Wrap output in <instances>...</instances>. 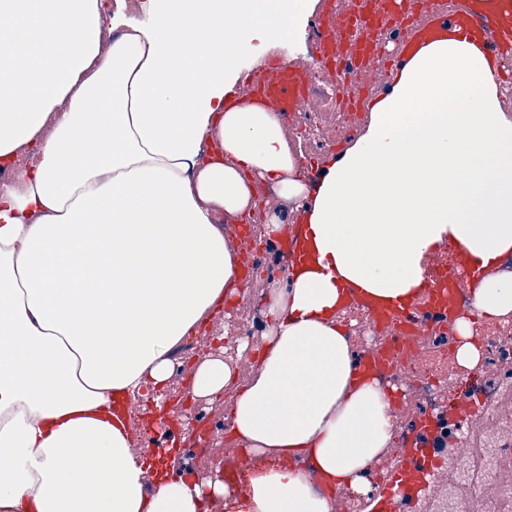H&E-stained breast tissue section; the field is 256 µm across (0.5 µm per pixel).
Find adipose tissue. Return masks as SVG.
Masks as SVG:
<instances>
[{"instance_id":"adipose-tissue-1","label":"adipose tissue","mask_w":512,"mask_h":512,"mask_svg":"<svg viewBox=\"0 0 512 512\" xmlns=\"http://www.w3.org/2000/svg\"><path fill=\"white\" fill-rule=\"evenodd\" d=\"M308 0H0V512H334L320 473L368 493L391 447L386 393L351 380L339 285L405 297L451 241L488 268L478 314L512 315V122L468 39L432 44L373 109L369 131L315 186L276 113L224 104L256 35L293 38ZM38 159L16 162L29 146ZM306 199L312 267L273 291L269 345L237 390L231 431L270 458L244 494L148 478L119 397L170 379L169 350L225 295L221 216L250 217L252 179ZM313 460V472L286 458Z\"/></svg>"}]
</instances>
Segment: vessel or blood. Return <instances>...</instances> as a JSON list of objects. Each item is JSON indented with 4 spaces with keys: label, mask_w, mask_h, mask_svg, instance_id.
Instances as JSON below:
<instances>
[{
    "label": "vessel or blood",
    "mask_w": 512,
    "mask_h": 512,
    "mask_svg": "<svg viewBox=\"0 0 512 512\" xmlns=\"http://www.w3.org/2000/svg\"><path fill=\"white\" fill-rule=\"evenodd\" d=\"M315 27L314 62L275 64L262 76L245 81L243 96L285 119L311 104L309 75L317 65L331 66L334 77L356 89L368 83L375 62H385L392 71L403 70L421 49L460 32L471 35L485 61L499 65L512 58V0H457L451 7L445 0H353L348 9L322 12ZM280 250L288 265L306 260L305 232L296 231L282 239ZM477 277L460 254L415 295L403 300L346 285L342 306L362 309L376 327L391 331L384 344L359 357L353 369L354 382L384 379L397 356L418 343L426 330L463 318L461 294ZM436 436L429 418L419 416L402 434L396 456L379 458L378 468L384 477L371 493V512H402L417 500L429 478L447 465L449 452Z\"/></svg>",
    "instance_id": "obj_1"
}]
</instances>
